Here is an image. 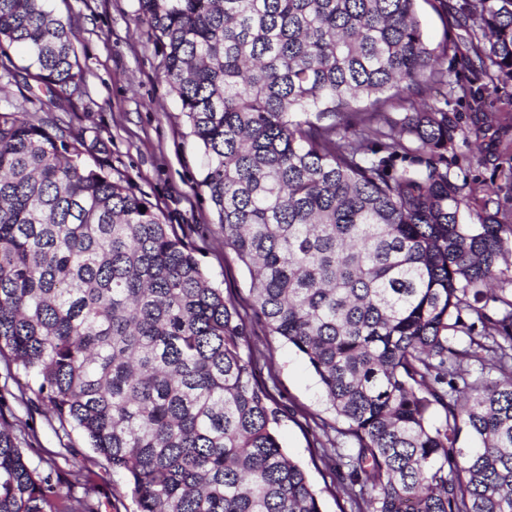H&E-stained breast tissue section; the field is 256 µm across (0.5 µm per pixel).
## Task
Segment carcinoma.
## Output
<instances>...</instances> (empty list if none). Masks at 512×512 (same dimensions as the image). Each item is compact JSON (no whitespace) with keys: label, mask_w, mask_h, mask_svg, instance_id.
Here are the masks:
<instances>
[{"label":"carcinoma","mask_w":512,"mask_h":512,"mask_svg":"<svg viewBox=\"0 0 512 512\" xmlns=\"http://www.w3.org/2000/svg\"><path fill=\"white\" fill-rule=\"evenodd\" d=\"M416 2L139 11L254 315L348 423L334 472L357 512H512V298L493 294L512 225L489 212L492 189L484 220L465 221L448 171L457 119L427 101L448 86V44L429 48ZM439 2L489 80H512V0ZM76 41L49 0H0V48H26L51 104L81 93ZM24 111L0 107V358L127 477L137 512H321L243 355L247 325L195 249L86 162L95 145ZM465 362L497 377L470 380ZM0 512L95 510L0 426Z\"/></svg>","instance_id":"1"}]
</instances>
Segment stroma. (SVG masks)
Masks as SVG:
<instances>
[{
  "label": "stroma",
  "instance_id": "obj_1",
  "mask_svg": "<svg viewBox=\"0 0 512 512\" xmlns=\"http://www.w3.org/2000/svg\"><path fill=\"white\" fill-rule=\"evenodd\" d=\"M51 5L79 38L83 96L54 105L41 102L26 86L21 70L26 52L20 46L8 52L17 72L6 94L25 103L35 118L104 142L105 168L132 185L195 248L205 273L235 301L246 321L250 339L243 352L254 357L259 381L284 412L279 441L319 491L321 512H355L335 481L332 464L322 457L323 446L331 444L348 452V424L329 409L302 354L269 335L252 313L250 274L225 245L199 186L202 150L178 97L161 76L154 40L137 23L138 0H51ZM437 5L438 0H419L418 15L430 47L450 46L441 65L453 88L447 110L456 114L459 130L448 169L463 188L468 223H479L491 188L497 192L499 220L512 223V81L490 82L474 66L472 45L461 30L446 25ZM463 87L470 96L460 95ZM0 419L10 424L30 462L51 471L60 493L85 499L98 512H135L125 476L88 448L77 431L62 428L27 390L16 366L2 358ZM76 471L84 475L78 485L72 482Z\"/></svg>",
  "mask_w": 512,
  "mask_h": 512
}]
</instances>
